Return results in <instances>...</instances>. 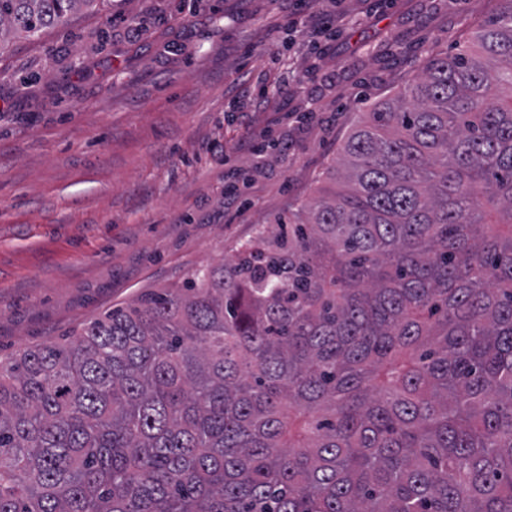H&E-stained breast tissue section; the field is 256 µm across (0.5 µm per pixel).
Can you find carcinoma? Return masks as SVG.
Masks as SVG:
<instances>
[{"label": "carcinoma", "instance_id": "obj_1", "mask_svg": "<svg viewBox=\"0 0 512 512\" xmlns=\"http://www.w3.org/2000/svg\"><path fill=\"white\" fill-rule=\"evenodd\" d=\"M107 0H0V42ZM230 263L0 358V512H512V0Z\"/></svg>", "mask_w": 512, "mask_h": 512}]
</instances>
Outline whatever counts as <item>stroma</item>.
Instances as JSON below:
<instances>
[{"label":"stroma","instance_id":"obj_1","mask_svg":"<svg viewBox=\"0 0 512 512\" xmlns=\"http://www.w3.org/2000/svg\"><path fill=\"white\" fill-rule=\"evenodd\" d=\"M318 7L334 30L294 31L279 0H112L0 47V355L230 261L500 3Z\"/></svg>","mask_w":512,"mask_h":512}]
</instances>
